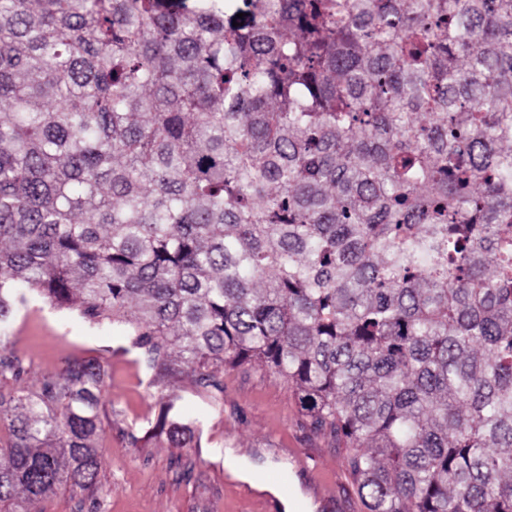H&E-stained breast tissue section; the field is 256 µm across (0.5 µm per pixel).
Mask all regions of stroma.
<instances>
[{"instance_id": "35a3bbf8", "label": "stroma", "mask_w": 512, "mask_h": 512, "mask_svg": "<svg viewBox=\"0 0 512 512\" xmlns=\"http://www.w3.org/2000/svg\"><path fill=\"white\" fill-rule=\"evenodd\" d=\"M0 345L21 366L0 372V396L39 390L66 362L100 359L99 488H58L40 512H364L344 470L343 451L315 432L280 377L253 364L224 369L223 402L185 376L157 378L132 336L110 323L52 308L26 294ZM191 424L176 447L151 427L162 408Z\"/></svg>"}]
</instances>
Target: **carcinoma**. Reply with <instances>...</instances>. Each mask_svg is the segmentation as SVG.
<instances>
[{
    "label": "carcinoma",
    "instance_id": "1",
    "mask_svg": "<svg viewBox=\"0 0 512 512\" xmlns=\"http://www.w3.org/2000/svg\"><path fill=\"white\" fill-rule=\"evenodd\" d=\"M26 291L267 367L366 512H512V0H0V328ZM104 377L9 397L1 504L96 488Z\"/></svg>",
    "mask_w": 512,
    "mask_h": 512
}]
</instances>
